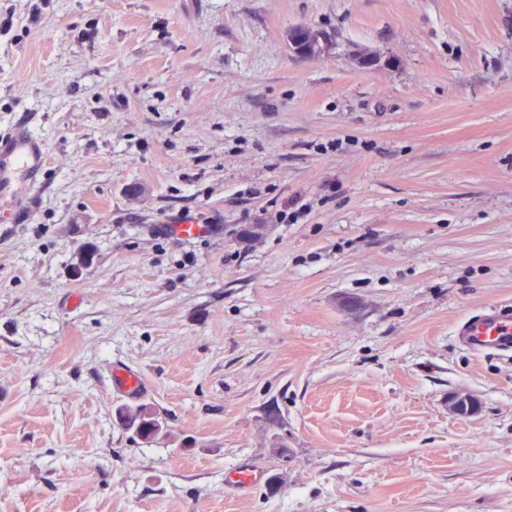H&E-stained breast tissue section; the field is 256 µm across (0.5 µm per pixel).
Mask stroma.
<instances>
[{"label":"stroma","instance_id":"1","mask_svg":"<svg viewBox=\"0 0 512 512\" xmlns=\"http://www.w3.org/2000/svg\"><path fill=\"white\" fill-rule=\"evenodd\" d=\"M25 112L0 512H512V358L453 333L512 302V0H0ZM288 46L300 56L320 57L328 51L330 38L324 32L298 26L288 30ZM118 382V388L126 395L136 394L144 387L141 373L129 367L113 366L112 377ZM124 422L145 443H153L162 435V426L155 414L144 406L119 410Z\"/></svg>","mask_w":512,"mask_h":512}]
</instances>
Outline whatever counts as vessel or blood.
<instances>
[{
  "label": "vessel or blood",
  "instance_id": "vessel-or-blood-1",
  "mask_svg": "<svg viewBox=\"0 0 512 512\" xmlns=\"http://www.w3.org/2000/svg\"><path fill=\"white\" fill-rule=\"evenodd\" d=\"M47 170L43 143L32 118L22 116L0 130V220L25 223ZM458 341L478 355L512 357V304L498 303L460 321L454 331ZM120 391L138 393L144 386L141 373L113 367Z\"/></svg>",
  "mask_w": 512,
  "mask_h": 512
}]
</instances>
